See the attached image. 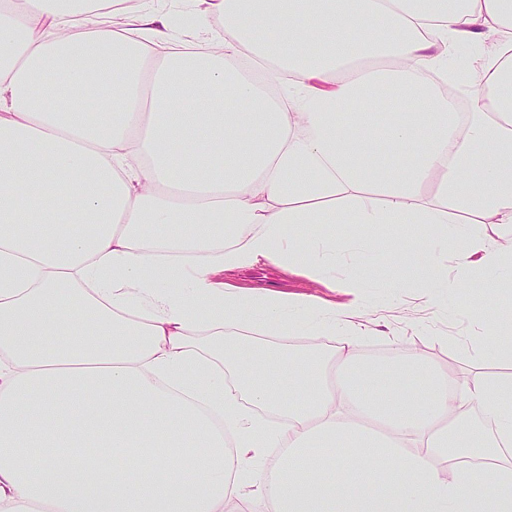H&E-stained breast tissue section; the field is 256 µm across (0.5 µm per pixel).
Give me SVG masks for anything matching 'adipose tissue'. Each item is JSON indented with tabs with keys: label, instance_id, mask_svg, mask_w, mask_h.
<instances>
[{
	"label": "adipose tissue",
	"instance_id": "adipose-tissue-1",
	"mask_svg": "<svg viewBox=\"0 0 512 512\" xmlns=\"http://www.w3.org/2000/svg\"><path fill=\"white\" fill-rule=\"evenodd\" d=\"M192 14L200 34L223 19L216 47L176 40L153 0H0V512H512V374L407 349L367 362L365 266L338 283L346 313L221 279L396 249L313 231L335 222L394 224L410 248L451 243L462 272L511 277L512 0ZM486 33L461 118L435 79ZM389 92L402 111L357 112ZM408 284L467 286L436 260L387 282ZM88 316L94 341H55ZM317 322L338 373L243 334Z\"/></svg>",
	"mask_w": 512,
	"mask_h": 512
}]
</instances>
